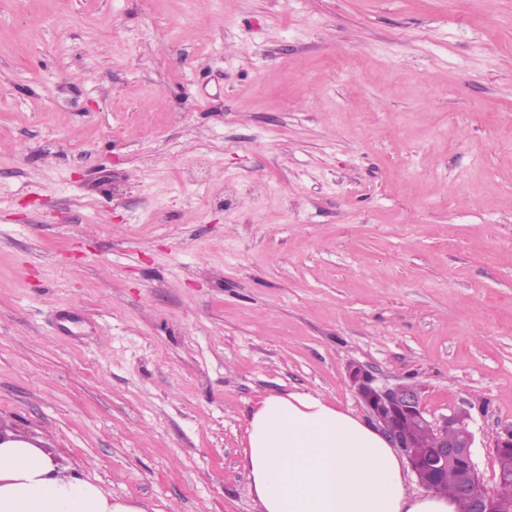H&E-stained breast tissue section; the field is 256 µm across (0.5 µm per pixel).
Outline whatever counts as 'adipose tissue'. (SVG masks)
I'll use <instances>...</instances> for the list:
<instances>
[{
  "label": "adipose tissue",
  "instance_id": "obj_1",
  "mask_svg": "<svg viewBox=\"0 0 512 512\" xmlns=\"http://www.w3.org/2000/svg\"><path fill=\"white\" fill-rule=\"evenodd\" d=\"M244 464L260 512H456L442 495L406 491L405 461L379 430L318 393L260 397ZM0 512H146L111 500L25 441L0 444Z\"/></svg>",
  "mask_w": 512,
  "mask_h": 512
}]
</instances>
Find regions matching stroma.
<instances>
[{
    "label": "stroma",
    "mask_w": 512,
    "mask_h": 512,
    "mask_svg": "<svg viewBox=\"0 0 512 512\" xmlns=\"http://www.w3.org/2000/svg\"><path fill=\"white\" fill-rule=\"evenodd\" d=\"M512 425V0H0V423L259 512L269 393Z\"/></svg>",
    "instance_id": "obj_1"
}]
</instances>
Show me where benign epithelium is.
<instances>
[{
    "mask_svg": "<svg viewBox=\"0 0 512 512\" xmlns=\"http://www.w3.org/2000/svg\"><path fill=\"white\" fill-rule=\"evenodd\" d=\"M349 380L392 447L406 458L421 487L430 492L434 483L452 472L455 480L448 484L446 496L457 503L459 512H505L497 495L487 492L481 484L472 451L475 436L467 415L452 412L431 416L415 388L391 386L360 366L350 369ZM415 425L430 428L437 440L431 448L409 453L407 449L415 447L410 435ZM494 451L498 459L512 456L511 427L504 428L498 436Z\"/></svg>",
    "mask_w": 512,
    "mask_h": 512,
    "instance_id": "benign-epithelium-1",
    "label": "benign epithelium"
}]
</instances>
